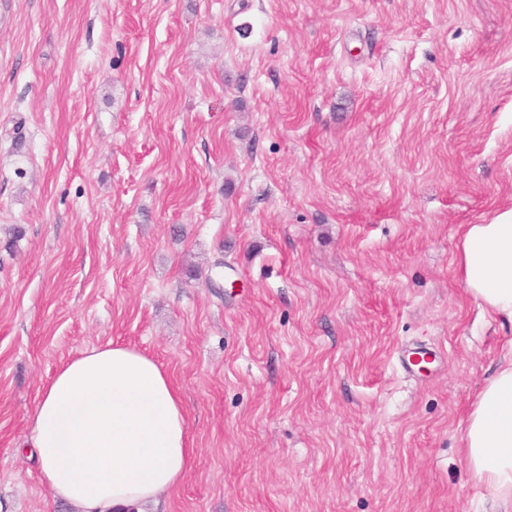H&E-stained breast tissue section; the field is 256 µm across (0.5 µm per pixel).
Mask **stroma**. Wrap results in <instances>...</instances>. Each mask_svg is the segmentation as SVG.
Wrapping results in <instances>:
<instances>
[{"label": "stroma", "instance_id": "35a3bbf8", "mask_svg": "<svg viewBox=\"0 0 512 512\" xmlns=\"http://www.w3.org/2000/svg\"><path fill=\"white\" fill-rule=\"evenodd\" d=\"M508 208L512 0H0V512H82L19 448L108 342L191 442L135 512H493L455 258Z\"/></svg>", "mask_w": 512, "mask_h": 512}]
</instances>
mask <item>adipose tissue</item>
Returning <instances> with one entry per match:
<instances>
[{"label":"adipose tissue","instance_id":"1","mask_svg":"<svg viewBox=\"0 0 512 512\" xmlns=\"http://www.w3.org/2000/svg\"><path fill=\"white\" fill-rule=\"evenodd\" d=\"M467 294L512 322V209L463 225L456 257ZM464 456L488 497L512 506V358L469 413ZM54 496L86 512H125L177 487L189 467L180 390L151 357L120 344L92 348L44 386L23 442Z\"/></svg>","mask_w":512,"mask_h":512}]
</instances>
